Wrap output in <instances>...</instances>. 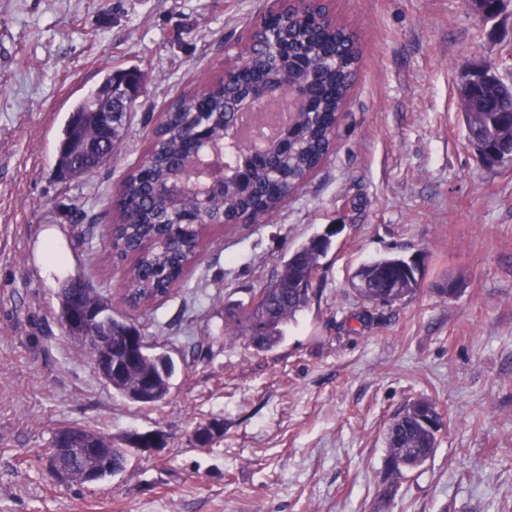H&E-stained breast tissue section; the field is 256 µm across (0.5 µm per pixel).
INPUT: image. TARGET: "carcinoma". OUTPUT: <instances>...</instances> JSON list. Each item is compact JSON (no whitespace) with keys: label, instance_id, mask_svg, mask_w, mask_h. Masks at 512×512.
<instances>
[{"label":"carcinoma","instance_id":"carcinoma-1","mask_svg":"<svg viewBox=\"0 0 512 512\" xmlns=\"http://www.w3.org/2000/svg\"><path fill=\"white\" fill-rule=\"evenodd\" d=\"M327 8L322 3H310L298 10L293 7L279 12H266L259 26L275 36L276 48L265 50L247 35L240 39V62L233 68L229 80L213 83L205 96L182 94L171 102L150 137L146 167L135 165L121 183L118 207L123 223L115 225L109 238L113 254L124 269L122 301L130 310L166 299L181 283L194 262L202 240L201 230L192 224H173L172 212L196 209L202 212L209 226H219L226 217L246 214L260 222L280 206L283 192L296 188L319 167L333 150L327 137L328 128L339 121L338 111L345 104L354 84L360 62V48L347 36L345 29L332 27L315 18ZM492 66L469 68L472 82L461 83V100L479 101L485 111L464 113V127H479L485 134V157L491 166L509 167L512 161L496 157L498 141L512 135L508 114L512 113V86L503 85L490 75ZM129 78L134 96L125 111L139 95L142 78L135 70L108 71L102 85L78 99L72 106L65 126V137L59 147L58 167L73 177H86L97 172L101 162H87L71 171L68 159L76 144L96 143L105 153L114 155L123 140V122L112 131L100 127L95 108L110 90L116 78ZM309 82L321 110L304 112L287 132L291 141L288 151H269L253 165L250 195L241 197L227 191L220 196L204 189L192 191L173 202L155 192V185L174 182L181 173L187 154L183 148L189 130L203 123L208 128V142L199 143L195 150H221L225 147V129L231 124L232 112L239 98L260 82L272 81L283 91L288 82ZM331 242L324 236H313L291 249L284 256L277 275L260 289L257 300L224 325V335L243 337L259 351L276 348L285 337L284 327L308 307L314 295L311 274L319 272L321 259L327 255ZM410 266L397 255L370 261L358 270V275L371 280L381 273L394 277L399 287L392 290L388 301L392 306L405 301L419 287V280L409 279ZM84 304L91 310L109 313L112 322V346L122 350L125 336L132 333L140 342L137 353L124 363L123 372L112 379V389L129 402L142 408L154 407L171 392L176 363L167 353L158 351L126 315L112 313V304L90 289ZM438 416L437 405L427 399L413 402L398 414L385 432L387 452L386 484L383 497L391 501L399 491L403 471L424 465L435 453L440 428H429L423 420ZM86 434L99 442L92 453L94 469L105 479L120 471L126 462V450L117 448L105 435L88 430Z\"/></svg>","mask_w":512,"mask_h":512}]
</instances>
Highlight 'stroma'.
I'll return each instance as SVG.
<instances>
[{"instance_id": "obj_1", "label": "stroma", "mask_w": 512, "mask_h": 512, "mask_svg": "<svg viewBox=\"0 0 512 512\" xmlns=\"http://www.w3.org/2000/svg\"><path fill=\"white\" fill-rule=\"evenodd\" d=\"M270 2L0 0V512H512V167L478 162L458 90L466 62L512 78V0L489 21L468 0H329L361 49L335 150L267 223L209 229L184 282L135 313L178 365L166 401L116 394L57 320L76 276L123 311L106 236L120 182L161 112L221 75ZM132 67L143 89L111 165L56 180L72 105ZM327 232L316 293L281 345L225 335L228 307ZM388 254L421 258L420 288L368 306L351 278ZM420 399L447 423L384 501L386 429ZM211 421L222 432L198 447ZM70 425L126 447L124 469L56 484L43 450ZM156 430L163 450L130 447Z\"/></svg>"}]
</instances>
